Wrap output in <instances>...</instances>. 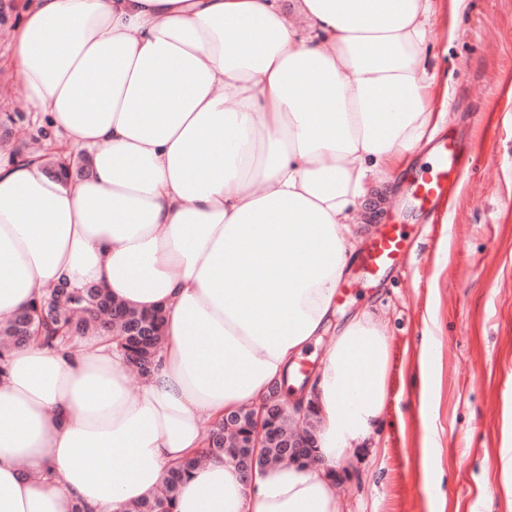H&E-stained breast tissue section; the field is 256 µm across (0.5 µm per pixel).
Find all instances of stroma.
<instances>
[{
    "mask_svg": "<svg viewBox=\"0 0 512 512\" xmlns=\"http://www.w3.org/2000/svg\"><path fill=\"white\" fill-rule=\"evenodd\" d=\"M23 0H0V116L18 115L30 138L24 85L7 61ZM448 73V120L439 135L472 152L439 220L413 212L406 178L429 161L416 150L386 194L388 215L407 225L411 247L378 280L350 260L336 305L344 323L366 309L391 334L390 389L374 453L339 473L348 512H512L499 451L512 448V0H466L455 32L429 43ZM426 355V413L410 395V369ZM443 474L433 494L423 466Z\"/></svg>",
    "mask_w": 512,
    "mask_h": 512,
    "instance_id": "stroma-1",
    "label": "stroma"
}]
</instances>
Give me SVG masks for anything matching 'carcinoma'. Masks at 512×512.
I'll list each match as a JSON object with an SVG mask.
<instances>
[{
	"mask_svg": "<svg viewBox=\"0 0 512 512\" xmlns=\"http://www.w3.org/2000/svg\"><path fill=\"white\" fill-rule=\"evenodd\" d=\"M46 169L65 174L73 180L90 174V161L86 154H70L64 158L46 155ZM47 321L42 337L49 344L65 345L79 336L109 335L118 341L133 371L140 377L149 374L155 362L163 337L164 315L160 309L137 311L113 300L102 288H73L60 282L27 310L20 311L8 324L0 327V376L5 372L7 358L13 349L32 339L39 314ZM248 413H237V419L226 424L220 420L211 425L202 449L204 456L223 457L233 463L248 448ZM309 448H285L279 430L271 431L268 448L264 449L265 462H301L310 458ZM200 457L194 456L170 470L164 485L140 502L129 512H172L180 483L188 477Z\"/></svg>",
	"mask_w": 512,
	"mask_h": 512,
	"instance_id": "cac0c4a2",
	"label": "carcinoma"
}]
</instances>
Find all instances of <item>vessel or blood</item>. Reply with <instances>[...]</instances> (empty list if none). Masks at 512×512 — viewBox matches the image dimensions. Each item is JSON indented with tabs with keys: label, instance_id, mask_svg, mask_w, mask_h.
Segmentation results:
<instances>
[{
	"label": "vessel or blood",
	"instance_id": "b4317fda",
	"mask_svg": "<svg viewBox=\"0 0 512 512\" xmlns=\"http://www.w3.org/2000/svg\"><path fill=\"white\" fill-rule=\"evenodd\" d=\"M465 148L459 142L445 138L434 145L427 168L412 172L407 178V194L419 212L438 216L439 208L447 202L455 181L453 174L459 166ZM407 248V237L399 225H389L369 244L360 259V268L370 278L396 266Z\"/></svg>",
	"mask_w": 512,
	"mask_h": 512
}]
</instances>
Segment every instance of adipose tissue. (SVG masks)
I'll return each mask as SVG.
<instances>
[{
    "label": "adipose tissue",
    "mask_w": 512,
    "mask_h": 512,
    "mask_svg": "<svg viewBox=\"0 0 512 512\" xmlns=\"http://www.w3.org/2000/svg\"><path fill=\"white\" fill-rule=\"evenodd\" d=\"M25 0L9 46L30 111L92 173L0 152V325L59 281L163 307L138 387L111 337L32 340L0 377V512H126L327 332L350 226L448 116L430 31L464 0ZM368 311L302 394L315 448L242 477L199 462L174 512H344L336 473L389 395ZM46 169L53 174H58L62 168L64 173L73 180L81 179L90 174V161L86 154H70L61 158L57 155H46Z\"/></svg>",
    "instance_id": "adipose-tissue-1"
}]
</instances>
